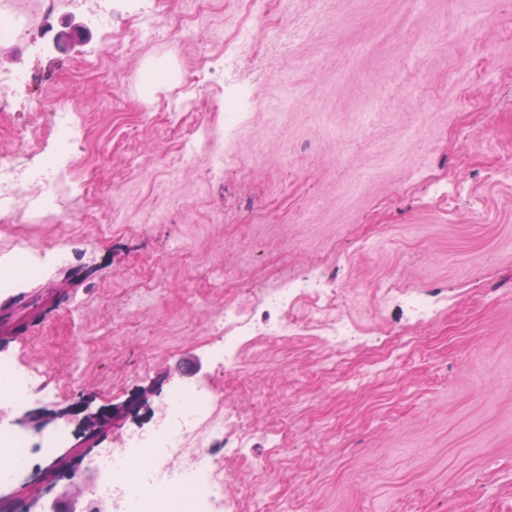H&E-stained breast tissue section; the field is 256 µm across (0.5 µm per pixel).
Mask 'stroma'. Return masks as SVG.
I'll use <instances>...</instances> for the list:
<instances>
[{
    "label": "stroma",
    "instance_id": "1",
    "mask_svg": "<svg viewBox=\"0 0 512 512\" xmlns=\"http://www.w3.org/2000/svg\"><path fill=\"white\" fill-rule=\"evenodd\" d=\"M141 0H113L112 45L67 15L51 19L40 53L0 44V69L34 77L31 95L96 114L77 177L94 183L104 221L1 224L0 254L17 234L73 241L68 264L21 277L0 294V356L46 368L58 394L25 413L68 415L59 466L39 458L0 495L74 489L70 451L96 442L86 426L126 408L112 436L148 422L177 384L222 391L252 433L253 457L210 461L224 493L284 437L278 495L267 512H512V7L504 0H156L151 23H187L183 39L140 35ZM473 33L460 38L461 22ZM249 28L237 66L212 75L224 45ZM71 32L59 43L61 32ZM170 79L143 96L144 68ZM249 105L225 133L224 175L182 152L199 118L224 126L225 98ZM30 110L0 115V152L37 164L52 140L20 150L8 132ZM182 248L170 250L171 238ZM234 284L218 293L210 271ZM308 270L336 275L339 297L369 336L419 338L396 371L357 390L322 374L307 332L246 342L244 371L224 376L207 333L210 310L242 299L236 281L271 286ZM165 272L159 306L122 323L132 285ZM423 288L447 297L414 325L403 305L377 311L364 288Z\"/></svg>",
    "mask_w": 512,
    "mask_h": 512
}]
</instances>
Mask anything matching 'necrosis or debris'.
<instances>
[{"instance_id":"4bbe7bcc","label":"necrosis or debris","mask_w":512,"mask_h":512,"mask_svg":"<svg viewBox=\"0 0 512 512\" xmlns=\"http://www.w3.org/2000/svg\"><path fill=\"white\" fill-rule=\"evenodd\" d=\"M59 13L80 16L106 33L112 30V0H0V43L38 45L48 21ZM38 109L55 131L57 145L34 173L0 154V222L68 224L76 218L83 224L98 223L73 175V149L88 138L89 114L71 111L54 98L41 99ZM71 257V241L46 250L17 238L10 266L0 267V290L13 287L15 267L38 276L47 263L64 265ZM340 288L336 277L308 272L277 286L253 289V305L231 302L212 311L208 333L224 342L225 375L241 371L244 338L278 343L307 328L331 352L327 369L346 365L368 346L369 339L337 307ZM416 347L414 337H400L384 348L379 359L348 375V383L359 387L389 373ZM55 395L44 370L0 359V405L18 407ZM222 402V395L212 390L179 388L169 394L151 426L116 441L102 439L100 449L84 460L85 472L96 480L86 486L80 512H261L276 483L270 459L256 461L263 478L246 482L245 494L238 499L225 498L224 471L208 461L216 442H223L228 457L246 455L251 446V434L240 415L222 409ZM68 438L63 425L47 434L0 425V447L16 458L9 480L27 470L32 455L52 454Z\"/></svg>"}]
</instances>
